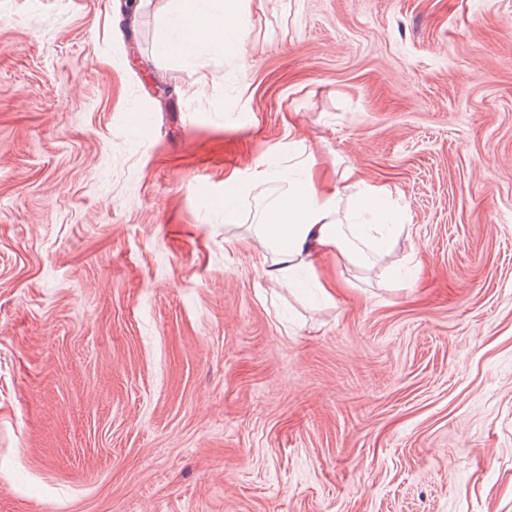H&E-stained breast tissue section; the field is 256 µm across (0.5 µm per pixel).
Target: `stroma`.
Segmentation results:
<instances>
[{
  "label": "stroma",
  "instance_id": "obj_1",
  "mask_svg": "<svg viewBox=\"0 0 512 512\" xmlns=\"http://www.w3.org/2000/svg\"><path fill=\"white\" fill-rule=\"evenodd\" d=\"M0 0V512H512V0ZM408 230L323 300L251 162ZM241 0H178L169 19L174 37L164 46L170 52L194 53L202 47L207 54H224L240 32ZM189 20L203 24L207 32L199 37L187 27Z\"/></svg>",
  "mask_w": 512,
  "mask_h": 512
}]
</instances>
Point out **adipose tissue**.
I'll use <instances>...</instances> for the list:
<instances>
[{
  "label": "adipose tissue",
  "instance_id": "adipose-tissue-1",
  "mask_svg": "<svg viewBox=\"0 0 512 512\" xmlns=\"http://www.w3.org/2000/svg\"><path fill=\"white\" fill-rule=\"evenodd\" d=\"M240 2L177 0L170 18L174 36L168 50L189 54L201 48L209 54L224 53L239 36ZM191 20L206 27L205 36L190 32L187 23ZM270 179L280 181L282 190L262 210L253 231L271 263L268 276L286 287L298 288L310 281L324 298H332L333 288L322 274L327 256H335L346 266L370 267L405 229V215L388 206L386 189L368 183L359 170L344 173L343 187H330L312 164L298 160L277 172L258 171V182ZM347 188L355 190L364 207L344 221L339 214Z\"/></svg>",
  "mask_w": 512,
  "mask_h": 512
}]
</instances>
